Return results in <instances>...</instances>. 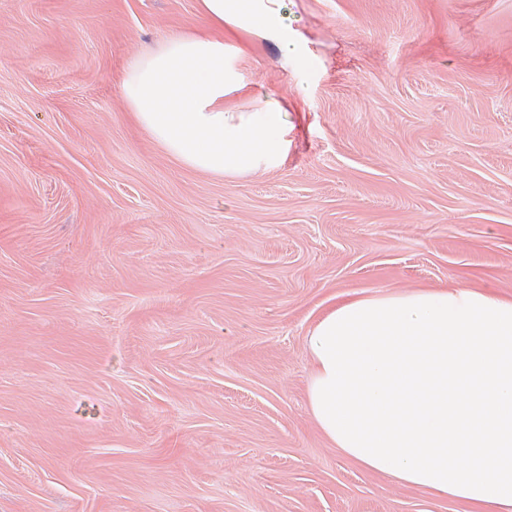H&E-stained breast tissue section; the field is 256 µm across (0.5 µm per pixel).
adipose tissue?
I'll return each mask as SVG.
<instances>
[{
    "mask_svg": "<svg viewBox=\"0 0 512 512\" xmlns=\"http://www.w3.org/2000/svg\"><path fill=\"white\" fill-rule=\"evenodd\" d=\"M201 25L135 57L120 83L137 124L181 165L256 175L288 151V110L254 94L225 35L291 60L286 0H198ZM310 414L361 469L471 506L512 512V297L485 288L352 296L307 338Z\"/></svg>",
    "mask_w": 512,
    "mask_h": 512,
    "instance_id": "1",
    "label": "adipose tissue"
}]
</instances>
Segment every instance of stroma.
<instances>
[{
    "label": "stroma",
    "instance_id": "1",
    "mask_svg": "<svg viewBox=\"0 0 512 512\" xmlns=\"http://www.w3.org/2000/svg\"><path fill=\"white\" fill-rule=\"evenodd\" d=\"M285 163L219 178L134 122L197 0H0V512H462L308 409L345 294L512 295V0H287Z\"/></svg>",
    "mask_w": 512,
    "mask_h": 512
}]
</instances>
